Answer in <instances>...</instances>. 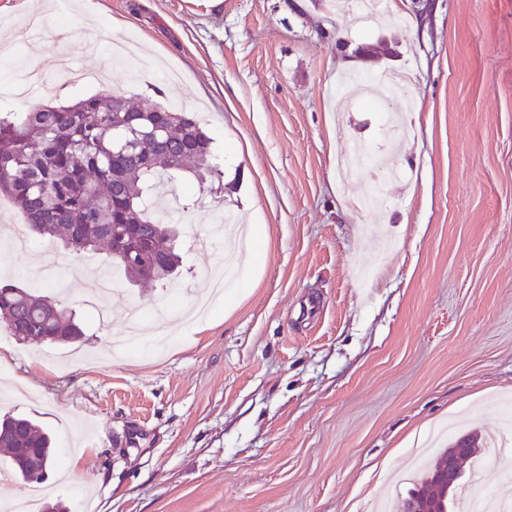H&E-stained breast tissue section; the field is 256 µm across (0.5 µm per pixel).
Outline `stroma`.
<instances>
[{
    "label": "stroma",
    "mask_w": 512,
    "mask_h": 512,
    "mask_svg": "<svg viewBox=\"0 0 512 512\" xmlns=\"http://www.w3.org/2000/svg\"><path fill=\"white\" fill-rule=\"evenodd\" d=\"M39 2L0 0V86L33 64L45 104L106 88L195 112L236 187H175L183 264L169 288L130 283L95 252L0 237V278L60 288L84 329L71 360L0 324V414L54 442L36 488L0 459V501L388 512L413 445L467 414L503 432L486 487L512 501V0H389L396 22L367 34L329 0H57L30 37ZM119 43L136 50L103 82L56 83L60 55L95 73ZM383 69L412 75L413 109L389 103L392 139L336 92L346 71ZM342 132L387 152L398 177L343 181ZM377 181L387 206L355 210ZM232 254L240 275L200 321L168 314L171 346H116L127 308L197 302L205 263Z\"/></svg>",
    "instance_id": "obj_1"
}]
</instances>
